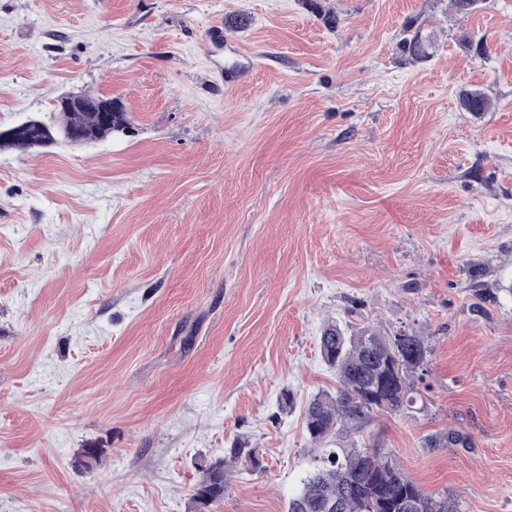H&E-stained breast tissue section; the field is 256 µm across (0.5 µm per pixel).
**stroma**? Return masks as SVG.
I'll return each instance as SVG.
<instances>
[{
  "label": "stroma",
  "instance_id": "35a3bbf8",
  "mask_svg": "<svg viewBox=\"0 0 512 512\" xmlns=\"http://www.w3.org/2000/svg\"><path fill=\"white\" fill-rule=\"evenodd\" d=\"M64 93L131 133L0 150V512H194L238 440L205 512H287L330 322L431 348L355 441L512 512V0H0V128ZM232 460L227 461L219 459L209 463L203 469V477L197 487L203 488L209 497L208 506L212 503L220 501L224 498V491L228 485V472H230V463L241 462L242 468L239 471L251 472L249 468L258 465V455L255 448H247L245 445H234L230 449V456Z\"/></svg>",
  "mask_w": 512,
  "mask_h": 512
}]
</instances>
